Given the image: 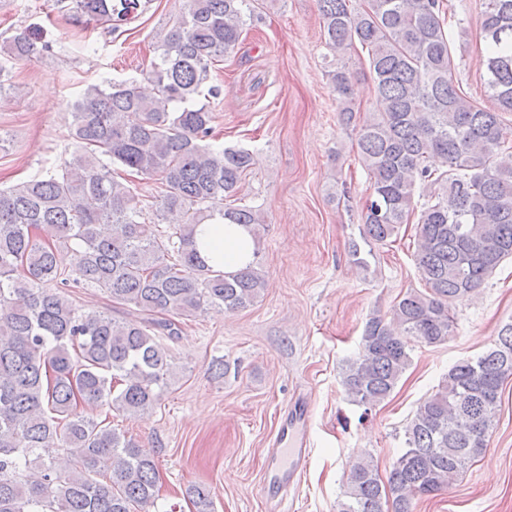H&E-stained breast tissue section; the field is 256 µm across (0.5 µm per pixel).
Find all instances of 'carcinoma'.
<instances>
[{
  "instance_id": "cac0c4a2",
  "label": "carcinoma",
  "mask_w": 512,
  "mask_h": 512,
  "mask_svg": "<svg viewBox=\"0 0 512 512\" xmlns=\"http://www.w3.org/2000/svg\"><path fill=\"white\" fill-rule=\"evenodd\" d=\"M247 0H185L163 29L157 60L144 77L103 80L70 105L72 159L59 172L0 190V512H150L154 457L131 437L78 408L143 414L175 376L160 336L209 310L245 309L266 288L253 264L227 273L200 256L196 227L220 217L260 242L250 207H224L254 164L244 147L215 148L213 112L197 104L213 63L240 42ZM318 0L326 46L367 51L380 107L363 118L355 78L330 73L345 127L359 123L358 148L371 177L362 239L385 245L414 220L416 267L425 290L410 288L390 315L372 312L357 355L342 373L362 406L387 399L411 363L410 340L441 345L453 336V301L474 295L512 258V155L502 113H512V0H482L486 89L494 109L463 95L440 0ZM141 0H72V18L116 31L137 17ZM50 51L23 32L0 44L5 63ZM158 176L156 211L168 229L143 221L144 206L113 167ZM434 187L415 199L416 182ZM77 245L80 262L65 254ZM93 287L138 318L77 306L74 289ZM512 377V323L493 347L456 362L421 401L404 446L383 481L373 460L351 468L337 512H411L487 448L500 390ZM65 450L60 464L54 449ZM197 512L210 491L189 489Z\"/></svg>"
}]
</instances>
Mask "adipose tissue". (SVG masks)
I'll use <instances>...</instances> for the list:
<instances>
[{
	"mask_svg": "<svg viewBox=\"0 0 512 512\" xmlns=\"http://www.w3.org/2000/svg\"><path fill=\"white\" fill-rule=\"evenodd\" d=\"M200 252L207 264L233 272L251 260L252 241L248 232L235 224H202L197 228Z\"/></svg>",
	"mask_w": 512,
	"mask_h": 512,
	"instance_id": "obj_1",
	"label": "adipose tissue"
}]
</instances>
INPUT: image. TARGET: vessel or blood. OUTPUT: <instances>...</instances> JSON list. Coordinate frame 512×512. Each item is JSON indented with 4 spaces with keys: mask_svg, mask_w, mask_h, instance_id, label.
Instances as JSON below:
<instances>
[{
    "mask_svg": "<svg viewBox=\"0 0 512 512\" xmlns=\"http://www.w3.org/2000/svg\"><path fill=\"white\" fill-rule=\"evenodd\" d=\"M309 423V409L303 404L285 418L266 456V477L259 486L262 498L276 499L295 485L310 453Z\"/></svg>",
    "mask_w": 512,
    "mask_h": 512,
    "instance_id": "obj_1",
    "label": "vessel or blood"
}]
</instances>
